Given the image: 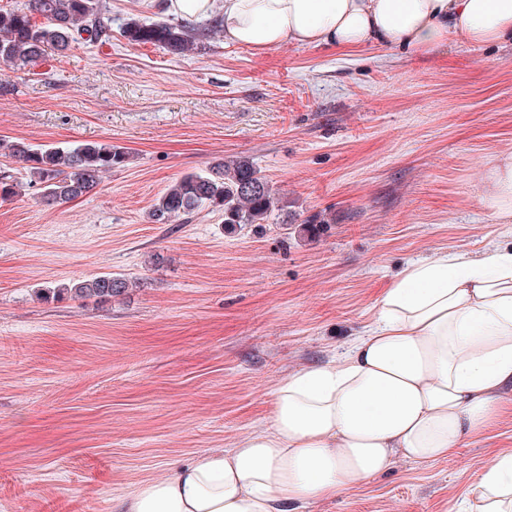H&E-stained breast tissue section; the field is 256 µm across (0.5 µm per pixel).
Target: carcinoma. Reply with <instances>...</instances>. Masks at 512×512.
Wrapping results in <instances>:
<instances>
[{
  "label": "carcinoma",
  "instance_id": "cac0c4a2",
  "mask_svg": "<svg viewBox=\"0 0 512 512\" xmlns=\"http://www.w3.org/2000/svg\"><path fill=\"white\" fill-rule=\"evenodd\" d=\"M203 35V30L166 21L132 19L121 28V36L133 45H158L175 54L192 50ZM111 38L112 19L103 0H26L22 7L0 9V64L8 68ZM8 156L24 164L27 187L37 189L39 201L51 206L89 194L104 174L126 165L129 151L103 142L56 147L15 140ZM21 188L10 171L0 170L1 200L19 195ZM204 208L222 213L224 227L231 230L278 217L284 224L295 220L279 191L245 156L216 159L200 172L181 176L157 198L149 219L156 224H165L174 215L190 219ZM132 284L123 276L104 273L70 287L48 288L46 293L106 302Z\"/></svg>",
  "mask_w": 512,
  "mask_h": 512
}]
</instances>
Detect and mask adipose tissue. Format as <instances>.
I'll list each match as a JSON object with an SVG mask.
<instances>
[{"mask_svg":"<svg viewBox=\"0 0 512 512\" xmlns=\"http://www.w3.org/2000/svg\"><path fill=\"white\" fill-rule=\"evenodd\" d=\"M187 23L222 21L224 41L351 54L430 55L451 39L512 42V0H158ZM480 202L512 223V153L484 173ZM512 396V244L410 263L343 355L280 383L266 430L200 451L150 478L118 512H288L386 473L435 462L492 424ZM470 512H512V452L477 475Z\"/></svg>","mask_w":512,"mask_h":512,"instance_id":"1","label":"adipose tissue"}]
</instances>
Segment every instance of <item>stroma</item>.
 <instances>
[{
	"label": "stroma",
	"instance_id": "obj_1",
	"mask_svg": "<svg viewBox=\"0 0 512 512\" xmlns=\"http://www.w3.org/2000/svg\"><path fill=\"white\" fill-rule=\"evenodd\" d=\"M105 2L109 43L0 70V140L131 153L68 204L0 200V512H113L170 462L238 447L279 383L363 333L408 263L512 241L479 199L483 167L512 152L511 43L345 56L217 33L176 55L120 36L156 19L142 0ZM230 156L296 223L150 221L177 178ZM103 272L137 285L104 304L42 295ZM507 451L512 401L448 459L397 460L298 512H464Z\"/></svg>",
	"mask_w": 512,
	"mask_h": 512
}]
</instances>
